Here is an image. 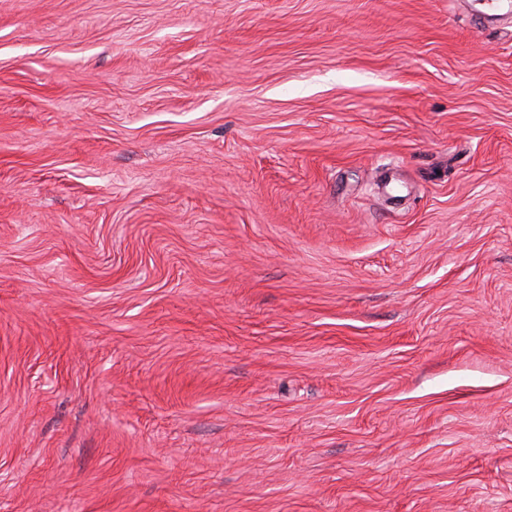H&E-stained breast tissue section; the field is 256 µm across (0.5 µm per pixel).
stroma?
Listing matches in <instances>:
<instances>
[{"instance_id": "obj_1", "label": "stroma", "mask_w": 512, "mask_h": 512, "mask_svg": "<svg viewBox=\"0 0 512 512\" xmlns=\"http://www.w3.org/2000/svg\"><path fill=\"white\" fill-rule=\"evenodd\" d=\"M480 9L0 0V512H512Z\"/></svg>"}]
</instances>
